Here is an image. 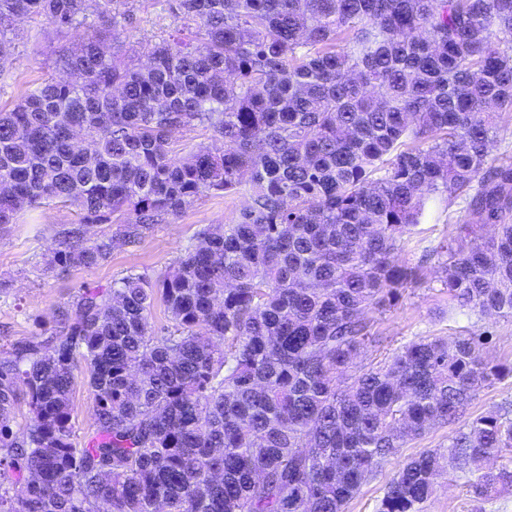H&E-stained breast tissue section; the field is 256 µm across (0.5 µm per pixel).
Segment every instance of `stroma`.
<instances>
[{
    "label": "stroma",
    "instance_id": "1",
    "mask_svg": "<svg viewBox=\"0 0 512 512\" xmlns=\"http://www.w3.org/2000/svg\"><path fill=\"white\" fill-rule=\"evenodd\" d=\"M19 36L11 47L13 65L0 74V107L10 108L33 89L53 68L56 52L80 39L78 31L58 36L52 26L41 32L30 31L28 23L16 25ZM173 28L169 0H135L133 19L128 27L132 39L128 51L138 50L141 42ZM247 202L246 192L224 197L209 195L194 201L176 219L156 224L138 242L113 239L112 224L87 225V236L112 243L108 259L91 268L66 272L51 270L49 262L58 249L63 232L79 223L74 207L53 203L22 213L16 223L0 226V350L21 340L42 338L55 326L59 308L69 306L84 284L111 286L129 270L156 278L171 267L189 247L197 231L208 224H229ZM466 215L464 199L444 201L419 224L404 244L401 258L419 268L420 281L406 289L390 305L370 311L375 331L383 336L381 347H365L358 358L367 365L383 360L412 340L423 336H459L477 329L491 331L488 356L512 362V317L447 315L448 294L436 278V261H423L426 249L437 246L453 232ZM454 425H436L419 438L407 442L398 457L385 462L348 502L345 512H377L387 483L404 460L425 450L446 453ZM425 512H512V489L488 499H479L451 467H443L435 495Z\"/></svg>",
    "mask_w": 512,
    "mask_h": 512
}]
</instances>
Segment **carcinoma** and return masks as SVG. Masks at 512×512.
<instances>
[{"mask_svg": "<svg viewBox=\"0 0 512 512\" xmlns=\"http://www.w3.org/2000/svg\"><path fill=\"white\" fill-rule=\"evenodd\" d=\"M133 2L0 0V73L17 19L98 21L0 108V225L57 202L135 239L203 196L250 201L156 279L87 285L45 339L0 352V512H345L407 441L512 376L484 331L354 368L383 343L368 311L418 282L400 253L436 199L467 204L440 246L448 297L512 317V162L491 157L512 117V0H173L143 59L126 51ZM197 129L213 144L176 158ZM109 254L79 226L51 265ZM80 363L96 409L79 448ZM511 412L448 443L480 497L512 488V458L489 466L512 455ZM439 469L435 451L408 458L378 512H423Z\"/></svg>", "mask_w": 512, "mask_h": 512, "instance_id": "cac0c4a2", "label": "carcinoma"}]
</instances>
